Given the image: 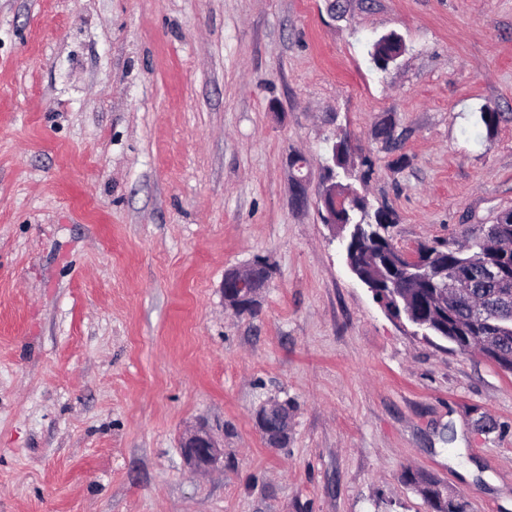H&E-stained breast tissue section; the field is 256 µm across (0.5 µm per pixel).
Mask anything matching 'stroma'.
I'll list each match as a JSON object with an SVG mask.
<instances>
[{"mask_svg": "<svg viewBox=\"0 0 512 512\" xmlns=\"http://www.w3.org/2000/svg\"><path fill=\"white\" fill-rule=\"evenodd\" d=\"M343 134L398 248L493 223L512 0H0V512H428L409 469L512 512V374L349 271L320 219ZM259 256L235 313L224 273ZM273 399L284 448L253 420ZM200 421L224 445L204 475L179 447ZM287 165L291 170L293 201L299 205L305 200V187L308 181V174L303 171L306 159L300 154H295L287 158ZM273 273L270 264L263 260L227 271L221 286L225 303L235 312H256L259 294L269 285ZM289 412L287 401H272L260 406L254 413L255 425L271 447L288 444Z\"/></svg>", "mask_w": 512, "mask_h": 512, "instance_id": "stroma-1", "label": "stroma"}]
</instances>
